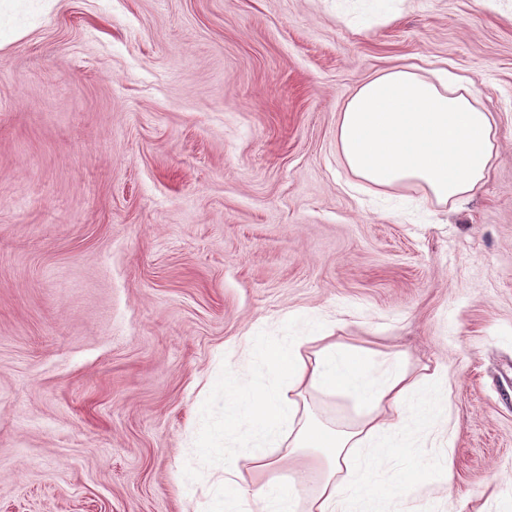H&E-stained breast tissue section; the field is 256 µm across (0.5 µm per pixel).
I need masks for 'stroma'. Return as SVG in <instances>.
Here are the masks:
<instances>
[{
  "label": "stroma",
  "mask_w": 512,
  "mask_h": 512,
  "mask_svg": "<svg viewBox=\"0 0 512 512\" xmlns=\"http://www.w3.org/2000/svg\"><path fill=\"white\" fill-rule=\"evenodd\" d=\"M448 66L498 121L481 189L350 190L336 122L368 77ZM322 324L400 355L428 415L415 500L512 512V0H51L0 47V512H209L224 348ZM318 423L374 415L304 390ZM451 451L434 447L445 418ZM451 456L452 483L441 465ZM306 512L301 460L245 455Z\"/></svg>",
  "instance_id": "obj_1"
}]
</instances>
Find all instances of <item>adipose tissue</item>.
Segmentation results:
<instances>
[{
    "instance_id": "1",
    "label": "adipose tissue",
    "mask_w": 512,
    "mask_h": 512,
    "mask_svg": "<svg viewBox=\"0 0 512 512\" xmlns=\"http://www.w3.org/2000/svg\"><path fill=\"white\" fill-rule=\"evenodd\" d=\"M499 148L493 113L478 104L471 78L449 72L429 81L406 68L384 70L365 81L344 104L336 124V150L360 181L386 188L404 181L423 184L443 202L472 197L486 179ZM243 360L269 367L268 385L240 389L224 408V421L205 443L227 437L223 494L215 512H298L293 491L268 482L243 486L236 466L240 452L262 468L278 464L273 449L309 454L317 485L308 512H356L378 482L382 434L406 447L419 420L406 401L418 383L442 379L441 369L413 379L398 358L382 375L331 332L319 329L277 347L253 339L226 353L225 363ZM306 388L342 390L387 414V421L336 431L300 417L295 393Z\"/></svg>"
}]
</instances>
